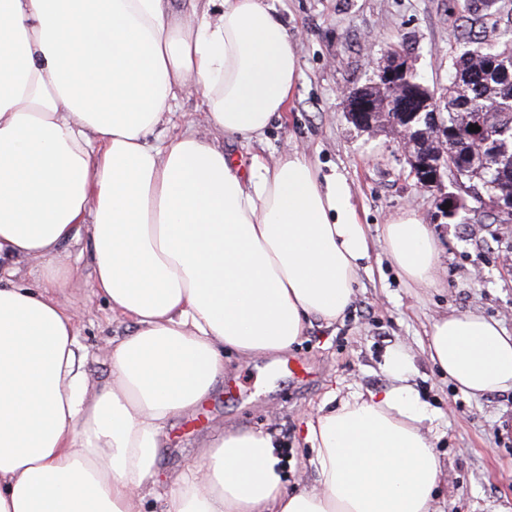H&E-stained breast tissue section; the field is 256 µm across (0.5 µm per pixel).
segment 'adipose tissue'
<instances>
[{
    "instance_id": "adipose-tissue-1",
    "label": "adipose tissue",
    "mask_w": 512,
    "mask_h": 512,
    "mask_svg": "<svg viewBox=\"0 0 512 512\" xmlns=\"http://www.w3.org/2000/svg\"><path fill=\"white\" fill-rule=\"evenodd\" d=\"M300 75L272 0L172 16L171 0H0V512H143L165 426L224 374V354L288 350L344 318L371 243L347 182L298 148L248 167L184 131L147 137L196 88L209 125L261 140ZM391 263L432 287L441 252L404 213ZM87 242L94 286L132 333L90 390L62 245ZM45 260L40 287L18 264ZM430 361L479 399L512 390V334L476 310L435 318ZM385 384L307 416L313 488H288L275 440L227 430L160 512H433L441 461L410 352Z\"/></svg>"
}]
</instances>
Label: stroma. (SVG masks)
I'll return each mask as SVG.
<instances>
[{"label": "stroma", "instance_id": "stroma-1", "mask_svg": "<svg viewBox=\"0 0 512 512\" xmlns=\"http://www.w3.org/2000/svg\"><path fill=\"white\" fill-rule=\"evenodd\" d=\"M497 5L488 11L472 0H277L300 60L294 97L262 143L228 138L224 149L246 162L252 154L269 157L295 145L322 174L343 177L367 228L371 258L343 321L308 328L277 362L225 355L224 378L211 396L166 425L162 480H176L200 462L209 440L240 428L277 437L288 487L313 486L312 451L297 436L302 420L330 389L381 387L385 351L403 345L413 356L420 397L435 411L429 436L442 463L435 512H512V431L500 428L502 420H512V391L468 397L442 377L425 351L432 320L451 310L482 311L512 332V218L485 209L449 176L440 191L461 193L466 208L441 217L438 191L418 187L390 127L356 128L344 98L347 90L375 81L396 49L445 99L461 31L473 29L488 43L512 37V0ZM187 129L215 136L192 89L179 92L149 140L158 144ZM405 212L428 224L446 254L433 287L403 279L386 255L381 228ZM87 250L84 243L60 247L72 273L58 299L80 316L79 340L88 353L90 380L98 385L110 377L104 343L127 324L97 295Z\"/></svg>", "mask_w": 512, "mask_h": 512}]
</instances>
